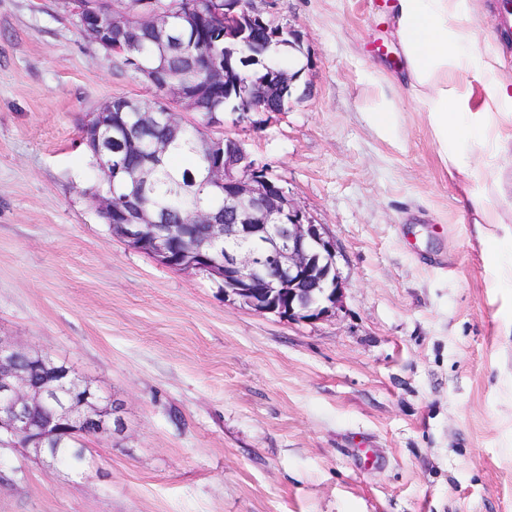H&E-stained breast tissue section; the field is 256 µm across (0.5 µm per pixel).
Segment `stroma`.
I'll use <instances>...</instances> for the list:
<instances>
[{
    "label": "stroma",
    "instance_id": "35a3bbf8",
    "mask_svg": "<svg viewBox=\"0 0 512 512\" xmlns=\"http://www.w3.org/2000/svg\"><path fill=\"white\" fill-rule=\"evenodd\" d=\"M499 0L470 25L495 35ZM300 36L287 112L226 114L336 243L341 306L288 322L113 235L84 190L81 127L154 90L79 33L65 0H0V336L92 380L122 433L74 472L0 447V512H512V287L462 221L422 106L371 125L397 71L384 0H274ZM397 108L393 100L381 94L377 104L370 110V120L378 132L390 141L400 138V125L397 120Z\"/></svg>",
    "mask_w": 512,
    "mask_h": 512
}]
</instances>
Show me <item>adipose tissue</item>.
Here are the masks:
<instances>
[{"label": "adipose tissue", "instance_id": "obj_1", "mask_svg": "<svg viewBox=\"0 0 512 512\" xmlns=\"http://www.w3.org/2000/svg\"><path fill=\"white\" fill-rule=\"evenodd\" d=\"M478 0H396L402 82L421 103L449 173L463 179L475 224L505 229L512 207V80L498 47L474 46L468 25Z\"/></svg>", "mask_w": 512, "mask_h": 512}]
</instances>
